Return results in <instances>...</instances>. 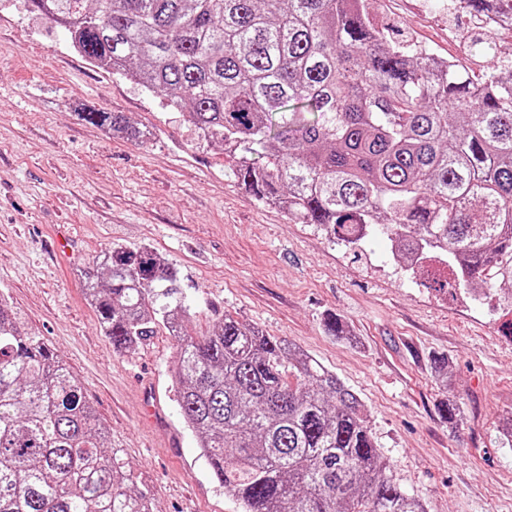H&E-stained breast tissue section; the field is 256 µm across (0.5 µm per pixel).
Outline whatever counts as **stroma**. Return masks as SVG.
Wrapping results in <instances>:
<instances>
[{"instance_id":"stroma-1","label":"stroma","mask_w":512,"mask_h":512,"mask_svg":"<svg viewBox=\"0 0 512 512\" xmlns=\"http://www.w3.org/2000/svg\"><path fill=\"white\" fill-rule=\"evenodd\" d=\"M379 29L495 71L512 55H469L470 17L455 0H369ZM123 112L146 127L134 143L79 111ZM221 147L198 138L166 97L91 64L29 0H0V296L29 335L44 338L81 383L109 447L134 467L156 512H241L215 480L179 415L173 336L119 352L89 305L81 271L119 244L148 246L179 272L196 335L231 317L290 343L356 392L394 478L427 512H512V337L498 303L424 288L391 256L369 266L311 224L259 204ZM69 239L72 255L56 248ZM343 324L331 336L328 317ZM448 364L446 376L434 368ZM460 414L446 421L442 408Z\"/></svg>"}]
</instances>
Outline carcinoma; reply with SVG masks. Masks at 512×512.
Returning <instances> with one entry per match:
<instances>
[{"mask_svg": "<svg viewBox=\"0 0 512 512\" xmlns=\"http://www.w3.org/2000/svg\"><path fill=\"white\" fill-rule=\"evenodd\" d=\"M94 2L31 0L89 62L189 112L257 201L353 249L378 224L427 287L512 314V58L474 79L384 35L366 0ZM463 4L512 17V0ZM78 116L149 137L124 112ZM83 278L115 350L171 330L183 423L242 512H426L324 365L229 317L193 336L176 271L147 246L110 247ZM105 441L79 382L0 300V512H153Z\"/></svg>", "mask_w": 512, "mask_h": 512, "instance_id": "cac0c4a2", "label": "carcinoma"}]
</instances>
